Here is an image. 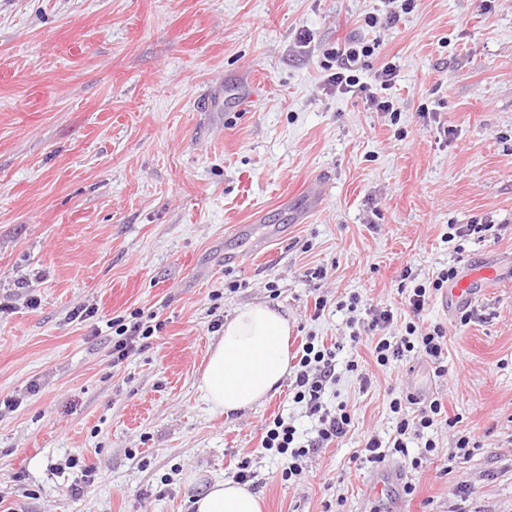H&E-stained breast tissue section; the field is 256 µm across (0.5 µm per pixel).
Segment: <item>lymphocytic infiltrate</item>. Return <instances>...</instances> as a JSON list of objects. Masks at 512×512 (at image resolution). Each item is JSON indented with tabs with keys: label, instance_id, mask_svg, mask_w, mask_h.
Returning <instances> with one entry per match:
<instances>
[{
	"label": "lymphocytic infiltrate",
	"instance_id": "1",
	"mask_svg": "<svg viewBox=\"0 0 512 512\" xmlns=\"http://www.w3.org/2000/svg\"><path fill=\"white\" fill-rule=\"evenodd\" d=\"M370 46L355 40L344 43L336 51V71L328 78L330 84L344 93H353L366 99L370 107L379 112H390L394 103L384 97L383 92L389 89L394 79L393 67H384L381 74V92H374L371 86L361 83L356 75L360 58L370 54ZM359 294H350L347 310L351 317L348 321L352 331L348 343L325 345L316 343L314 338H307L302 346L295 379L289 392L294 403L305 405L310 416L316 417L317 423L313 437L301 438L293 423L283 417H274L266 426L261 446L277 457L283 464L282 474L292 477L303 472L306 461L318 449L344 438L352 423V417L346 404L329 405L325 400L328 388L335 385L337 357L345 345H358L361 336L359 326H367L378 334L376 342L370 346V354L377 366L385 367L394 362L406 360L413 354L428 358L435 366L436 376L443 377L448 373L444 365L445 349L448 336L442 325H434L432 329L419 331L415 323H407L405 333L401 336L387 335L386 330L393 321L391 310L383 308H361ZM116 335L112 343V366H120L136 351L147 347L149 339L162 331V321H150L141 312L130 313L129 317H116L112 320ZM416 398L409 392L392 393L389 408L396 420L394 436L389 441H382L377 436H370L361 450V462L379 465L386 458H398L411 467H420L421 456L411 455L409 443L414 439H424V449L432 451L433 441L425 440V429L431 428L439 418H446L448 426H456L458 417L448 416L442 400L435 399L424 407H416Z\"/></svg>",
	"mask_w": 512,
	"mask_h": 512
}]
</instances>
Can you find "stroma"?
<instances>
[{"label": "stroma", "mask_w": 512, "mask_h": 512, "mask_svg": "<svg viewBox=\"0 0 512 512\" xmlns=\"http://www.w3.org/2000/svg\"><path fill=\"white\" fill-rule=\"evenodd\" d=\"M388 9L0 0V400L19 402L0 414V512H192L187 475L233 480L244 461L266 512H512V0H413L393 24ZM350 38L372 49L361 82L395 68L396 113L329 85ZM453 224L493 230L452 240ZM451 265L501 278L469 323L437 292L413 316L407 289ZM321 266L333 277L312 278ZM354 292L392 310L389 335L442 325L448 374L421 356L378 368L363 331L338 358L357 372L325 396L351 411L346 437L283 478L265 424L314 421L284 384L261 406L212 412L197 379L223 334L213 323L274 301L295 356L307 336H348L336 303ZM81 305L95 316L72 318ZM137 310L165 326L112 367V320ZM393 388L461 421L425 430L427 463L371 494L376 469L357 456L394 435ZM463 435L480 445L467 461ZM71 455L93 481L64 467Z\"/></svg>", "instance_id": "1"}]
</instances>
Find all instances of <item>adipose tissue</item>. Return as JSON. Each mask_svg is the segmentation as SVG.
Listing matches in <instances>:
<instances>
[{"label": "adipose tissue", "mask_w": 512, "mask_h": 512, "mask_svg": "<svg viewBox=\"0 0 512 512\" xmlns=\"http://www.w3.org/2000/svg\"><path fill=\"white\" fill-rule=\"evenodd\" d=\"M287 316L267 303L238 307L208 353L198 389L213 411L229 414L259 405L290 370ZM195 512H263L262 498L230 480L200 485Z\"/></svg>", "instance_id": "1"}]
</instances>
